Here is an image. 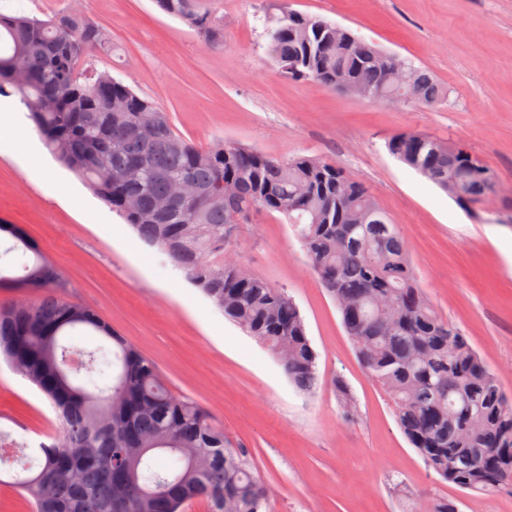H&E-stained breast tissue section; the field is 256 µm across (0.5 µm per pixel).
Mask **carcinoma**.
I'll use <instances>...</instances> for the list:
<instances>
[{
	"mask_svg": "<svg viewBox=\"0 0 512 512\" xmlns=\"http://www.w3.org/2000/svg\"><path fill=\"white\" fill-rule=\"evenodd\" d=\"M205 41L221 28L213 0H155ZM278 73L342 88L374 102L431 106L448 95L427 70L396 58L287 0L264 18ZM111 50L82 12L49 21L0 12V92L20 95L49 152L83 179L147 244L158 247L224 317L272 352L303 394L319 384L318 354L284 288L253 275L224 246V225L264 212L291 224L308 261L341 314L368 375L388 393L403 434L426 467L465 493H512V401L456 326L428 301L397 225L359 182L307 156L281 160L239 143L203 148L178 134L168 112L136 94L90 58ZM146 115L155 120L142 122ZM391 155L435 183L464 211L482 204V167L464 145L417 132L386 143ZM140 168L133 177L129 171ZM175 178L201 198L153 209ZM135 200L138 206L129 207ZM0 288L28 289V307L0 305V356L35 385L61 429L37 449L0 429V473L29 497L32 512H269V493L248 455L194 400L170 391L155 362L64 298V283L38 244L16 224H0ZM93 333L88 349L80 338ZM344 413L356 404L332 378ZM425 512H460L431 498Z\"/></svg>",
	"mask_w": 512,
	"mask_h": 512,
	"instance_id": "carcinoma-1",
	"label": "carcinoma"
}]
</instances>
